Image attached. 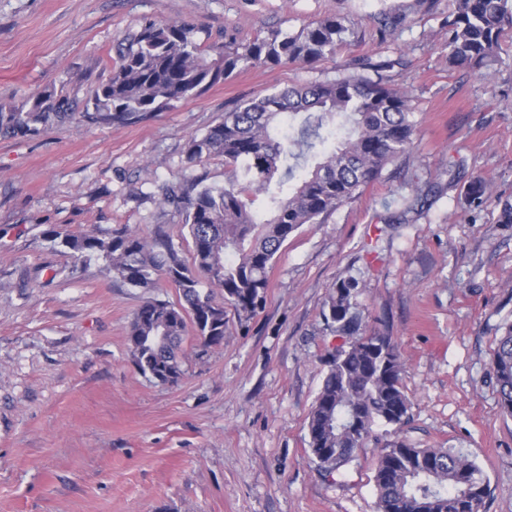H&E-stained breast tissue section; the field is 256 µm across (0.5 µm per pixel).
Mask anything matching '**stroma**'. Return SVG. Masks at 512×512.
<instances>
[{
	"instance_id": "35a3bbf8",
	"label": "stroma",
	"mask_w": 512,
	"mask_h": 512,
	"mask_svg": "<svg viewBox=\"0 0 512 512\" xmlns=\"http://www.w3.org/2000/svg\"><path fill=\"white\" fill-rule=\"evenodd\" d=\"M452 0H0V104L55 86L85 103L117 46L149 21H175L208 43H247L344 18L348 44L314 66L249 67L131 125L74 120L0 137V512H376L379 444L367 441L335 479L317 470L307 415L338 344L323 305L336 279L362 286L368 327L405 356L411 399L399 439L457 448L489 484L482 512H512V417L490 373L512 323V30L499 60L473 73L448 64ZM403 22L380 40V14ZM389 61L413 96L416 149L356 199L302 226L269 274L252 317L227 310L224 343L182 344L183 375L162 383L135 367L127 342L145 289L104 257L61 237L127 224L164 225L182 252V217L159 185L224 182V163L185 162L189 135L243 100ZM486 177L470 209L457 176ZM429 188L400 213L392 194ZM394 219L385 228V219Z\"/></svg>"
}]
</instances>
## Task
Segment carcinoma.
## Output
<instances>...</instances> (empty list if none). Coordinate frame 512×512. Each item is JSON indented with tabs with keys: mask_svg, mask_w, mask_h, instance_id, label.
Masks as SVG:
<instances>
[{
	"mask_svg": "<svg viewBox=\"0 0 512 512\" xmlns=\"http://www.w3.org/2000/svg\"><path fill=\"white\" fill-rule=\"evenodd\" d=\"M448 63L476 73L498 61L501 36L512 28V0H455L448 11ZM339 17L309 23L295 33L269 30L246 44L198 42L179 22L150 21L119 46L107 79L80 112L54 88L19 106H0V136H25L78 117L92 124H134L182 100L203 94L246 67L300 63L312 66L346 42ZM369 64L371 76L351 73L303 83L244 101L201 135L192 134L185 159L199 166L224 160L222 185L194 179L161 188L160 204L183 216L191 262L161 224L143 233L118 224L67 234L79 255L102 254L121 282L157 287L163 278L175 301L151 297L135 311L128 336L136 368L151 377L183 374L182 342L193 328L204 349L224 343V305L253 315L268 288V272L288 239L317 224L382 179L384 169L416 148V121L408 91ZM486 179L463 189L469 206H482ZM221 291L222 302L202 281ZM352 278L337 280L323 316L341 343L325 358L327 371L308 417V446L318 470L332 477L356 458L373 427L399 430L410 400L402 386L405 359L381 330L366 332L354 303ZM491 374L503 412L512 416V324L496 340ZM377 512H481L488 482L474 459L457 448H416L386 441L374 473Z\"/></svg>",
	"mask_w": 512,
	"mask_h": 512,
	"instance_id": "obj_1",
	"label": "carcinoma"
}]
</instances>
